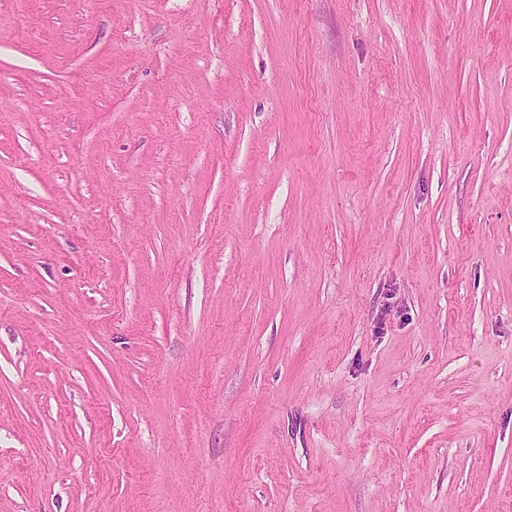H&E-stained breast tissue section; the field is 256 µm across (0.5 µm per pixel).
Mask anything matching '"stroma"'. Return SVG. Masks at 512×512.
<instances>
[{
  "mask_svg": "<svg viewBox=\"0 0 512 512\" xmlns=\"http://www.w3.org/2000/svg\"><path fill=\"white\" fill-rule=\"evenodd\" d=\"M0 512H512V0H0Z\"/></svg>",
  "mask_w": 512,
  "mask_h": 512,
  "instance_id": "35a3bbf8",
  "label": "stroma"
}]
</instances>
